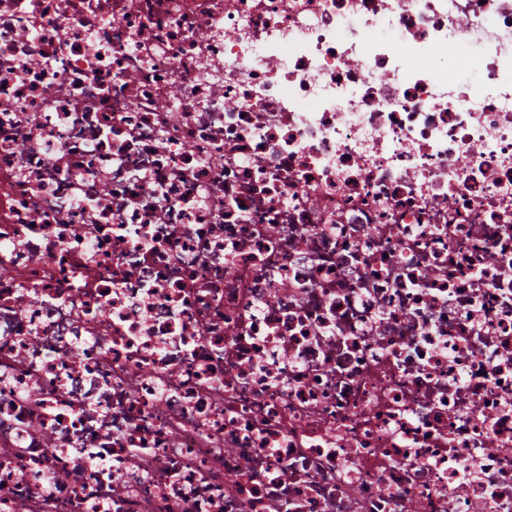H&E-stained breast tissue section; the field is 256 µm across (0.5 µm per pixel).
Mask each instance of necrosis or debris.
I'll return each instance as SVG.
<instances>
[{"label":"necrosis or debris","mask_w":512,"mask_h":512,"mask_svg":"<svg viewBox=\"0 0 512 512\" xmlns=\"http://www.w3.org/2000/svg\"><path fill=\"white\" fill-rule=\"evenodd\" d=\"M0 512H512V0H0Z\"/></svg>","instance_id":"necrosis-or-debris-1"}]
</instances>
